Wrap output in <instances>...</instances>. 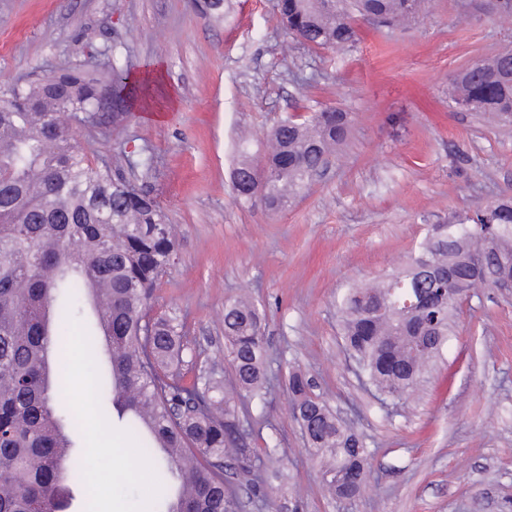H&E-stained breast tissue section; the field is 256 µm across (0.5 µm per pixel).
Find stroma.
Instances as JSON below:
<instances>
[{"mask_svg": "<svg viewBox=\"0 0 512 512\" xmlns=\"http://www.w3.org/2000/svg\"><path fill=\"white\" fill-rule=\"evenodd\" d=\"M510 45L512 17L496 0H428L415 22L365 32L355 51L288 37L272 0H231L220 23L194 0H0V83L86 62L103 46L128 70L121 109L74 137L178 225L155 307L185 323V360L220 383L250 446L268 448L265 490L279 512H512V293L485 288L462 304L455 335L404 403L360 382L337 306L350 286L402 271L455 215L512 199V126L448 98L458 71ZM326 107L351 117L327 168L285 211L239 203L240 132L263 135ZM243 289L265 314L274 382L261 400L239 393L224 340V304ZM293 368L372 452L374 482L358 500L327 496L303 451ZM101 373L82 362L69 374L89 472L113 465L91 450L93 427L105 424Z\"/></svg>", "mask_w": 512, "mask_h": 512, "instance_id": "stroma-1", "label": "stroma"}]
</instances>
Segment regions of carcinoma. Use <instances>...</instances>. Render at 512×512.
I'll use <instances>...</instances> for the list:
<instances>
[{
	"label": "carcinoma",
	"mask_w": 512,
	"mask_h": 512,
	"mask_svg": "<svg viewBox=\"0 0 512 512\" xmlns=\"http://www.w3.org/2000/svg\"><path fill=\"white\" fill-rule=\"evenodd\" d=\"M423 0H274L290 35L312 49L352 50L358 17L391 29L418 15ZM206 18L224 20L226 0H196ZM129 72L107 80L86 65L25 85L0 88V512H68L73 489L88 486L71 434L75 414L60 403L61 351L53 341L81 318L93 291L100 305L86 358L111 354L98 390L106 413L139 437L155 465L153 512H236L241 463L256 457L230 402L211 376H189L186 326L153 314V296L176 258L177 233L153 197L92 162L73 138L124 101ZM456 105L497 124L512 123V50L472 64L454 81ZM350 117L335 108L294 113L267 134L261 157L249 141L232 189L244 202L263 191L272 211L288 208L325 157L346 143ZM468 231L430 234L401 273L347 289L339 301L341 336L375 391L406 401L454 335L456 283L512 277V201L497 200L455 218ZM224 336L237 388L268 389L262 319L249 295L224 305ZM291 412L305 453L318 463L326 493L359 497L371 486V451L339 420L316 382L288 373Z\"/></svg>",
	"instance_id": "cac0c4a2"
}]
</instances>
